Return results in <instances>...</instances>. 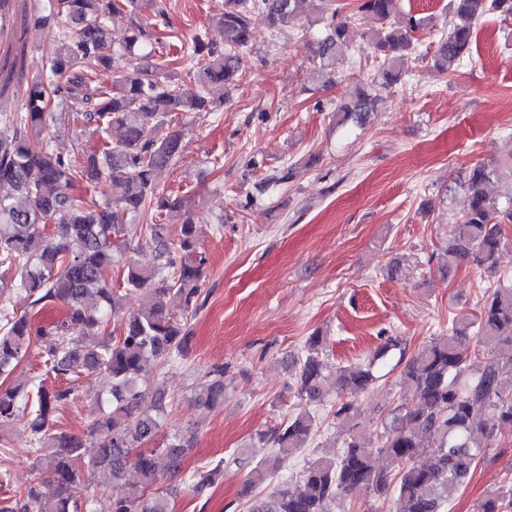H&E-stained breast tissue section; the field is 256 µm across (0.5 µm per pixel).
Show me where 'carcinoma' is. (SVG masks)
Wrapping results in <instances>:
<instances>
[{
    "mask_svg": "<svg viewBox=\"0 0 512 512\" xmlns=\"http://www.w3.org/2000/svg\"><path fill=\"white\" fill-rule=\"evenodd\" d=\"M335 0H225L220 24L224 46L216 47L198 31L180 47L177 69L146 54L115 76L111 86L96 75L110 67L108 19L132 12L148 14L147 24L135 22L117 43L129 51L167 27L163 0H34L35 24L54 22L59 43L45 72L26 81L23 112L5 116L11 136L0 138V442L15 424L25 420L34 452H45L46 468L55 486L46 498L30 485L18 497L0 504V512H86L88 479L97 485L123 482L127 494L112 502V512H172L174 489L150 490L158 477L156 450L143 444L163 425V398L149 396L139 379L152 362L165 364L191 340L188 316L200 308L204 259L197 254L192 216L195 199L173 195L159 187L157 172L176 165L184 148V130L167 123L181 113L199 119L224 106L229 89L243 71V53L250 46L251 16L265 17L273 32L298 16L312 23L327 21L326 34L310 44L311 61L331 81L347 43L348 26L356 14L336 20ZM452 22L441 31L433 66L441 72L469 56L474 30L481 18L496 13L512 20V0H449ZM368 13L379 27L367 33L380 60L372 83L393 85L401 80L404 57L414 33L433 28L427 17L397 16L392 0H360L357 14ZM22 69V54L6 51L0 64V95ZM375 97L367 85L338 108L346 121L364 122ZM78 112L93 127L99 145L83 159L64 157L52 148L57 130L55 112ZM155 135L143 136L146 127ZM120 132L112 139V131ZM497 166L470 169L464 188L469 203L465 214L448 225V256L478 267L492 268L506 239L503 225L512 224V206H499L493 193ZM67 182L86 183L98 197L87 209L76 198L57 196L47 187ZM181 212L177 228L159 223L163 215ZM146 216L155 244L150 267L125 255L130 216ZM121 264L122 289L106 280ZM21 292L29 311L10 307L11 294ZM142 293L147 301L121 318L119 332L108 331L111 319L123 310L125 297ZM183 302L174 315L165 297ZM50 304L64 308L61 318L38 325L31 311ZM487 349L482 371L469 375L470 341ZM38 343L45 365L56 375L105 374L112 380L111 398H94L91 435L94 452L86 455L82 438L54 427L59 406L74 394L72 388L52 391L43 383L12 385L8 379L26 348ZM320 338L308 340L307 355L296 373L305 400L320 403L336 394L333 415L342 446L333 458L311 461L297 484H283L265 497L252 500L248 512H333L332 506L349 492L365 488L388 512H448V502L475 470L487 450L497 447L495 426L512 424V287H498L487 296L473 320L453 321L448 335L422 346L406 363L401 383L413 389L412 404H399L371 441L354 432L351 403L375 380L371 368L343 366L336 378L324 375L319 358ZM197 403L209 410L224 407V369L208 373L196 393ZM318 430L316 417L299 411L260 440L272 444L271 457L255 467L243 485L248 496L283 457L304 448ZM193 440L176 434L164 448L168 467L178 470ZM435 451L426 452L429 445ZM383 457L387 466L376 465ZM136 472L139 480L128 479ZM222 473L217 464L194 475L200 493ZM474 512H512V477L497 491L485 494Z\"/></svg>",
    "mask_w": 512,
    "mask_h": 512,
    "instance_id": "cac0c4a2",
    "label": "carcinoma"
}]
</instances>
